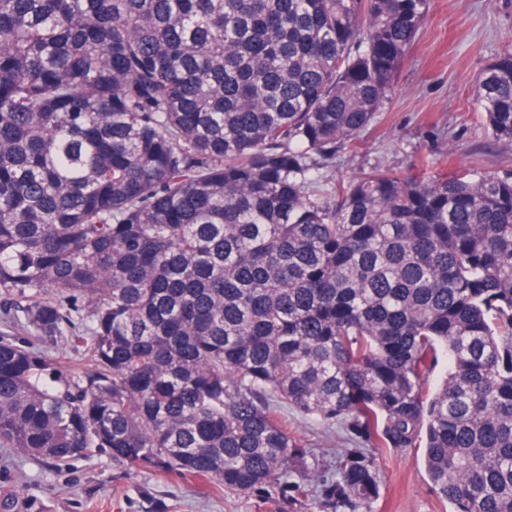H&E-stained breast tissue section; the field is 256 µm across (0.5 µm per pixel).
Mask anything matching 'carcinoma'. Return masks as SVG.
<instances>
[{"instance_id": "obj_1", "label": "carcinoma", "mask_w": 512, "mask_h": 512, "mask_svg": "<svg viewBox=\"0 0 512 512\" xmlns=\"http://www.w3.org/2000/svg\"><path fill=\"white\" fill-rule=\"evenodd\" d=\"M428 12L0 0V448L371 512L372 458L322 478L285 406L423 449L449 512H512V177L323 175ZM475 104L512 142L511 50Z\"/></svg>"}]
</instances>
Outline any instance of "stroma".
Masks as SVG:
<instances>
[{"label": "stroma", "instance_id": "1", "mask_svg": "<svg viewBox=\"0 0 512 512\" xmlns=\"http://www.w3.org/2000/svg\"><path fill=\"white\" fill-rule=\"evenodd\" d=\"M512 47V0H431L429 15L396 79L395 87L361 134L328 169L352 181L373 168L448 172L476 182L512 173V142L488 138L474 101L480 70ZM288 429L327 465L354 447L341 425L329 426L283 410ZM381 496L372 512H449L434 491L418 448H372ZM11 512H329L321 491L266 495L239 493L205 479L151 468L129 474L107 453L57 469L0 449V502Z\"/></svg>", "mask_w": 512, "mask_h": 512}]
</instances>
